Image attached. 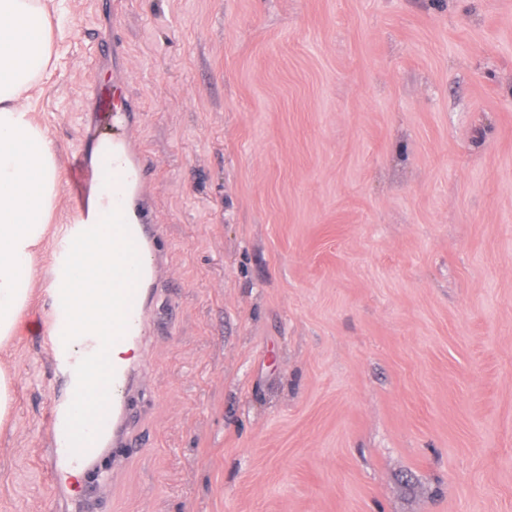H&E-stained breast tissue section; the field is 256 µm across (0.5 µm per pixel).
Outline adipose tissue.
Wrapping results in <instances>:
<instances>
[{
	"instance_id": "adipose-tissue-1",
	"label": "adipose tissue",
	"mask_w": 512,
	"mask_h": 512,
	"mask_svg": "<svg viewBox=\"0 0 512 512\" xmlns=\"http://www.w3.org/2000/svg\"><path fill=\"white\" fill-rule=\"evenodd\" d=\"M54 58L44 0H0V348L28 314L36 258L62 192L55 148L28 100Z\"/></svg>"
}]
</instances>
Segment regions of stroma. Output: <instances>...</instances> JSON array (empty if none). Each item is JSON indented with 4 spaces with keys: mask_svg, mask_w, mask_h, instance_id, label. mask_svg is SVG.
Instances as JSON below:
<instances>
[{
    "mask_svg": "<svg viewBox=\"0 0 512 512\" xmlns=\"http://www.w3.org/2000/svg\"><path fill=\"white\" fill-rule=\"evenodd\" d=\"M32 116L80 142L98 0ZM162 227L100 512H512V0H124ZM0 512H50L42 336Z\"/></svg>",
    "mask_w": 512,
    "mask_h": 512,
    "instance_id": "stroma-1",
    "label": "stroma"
}]
</instances>
